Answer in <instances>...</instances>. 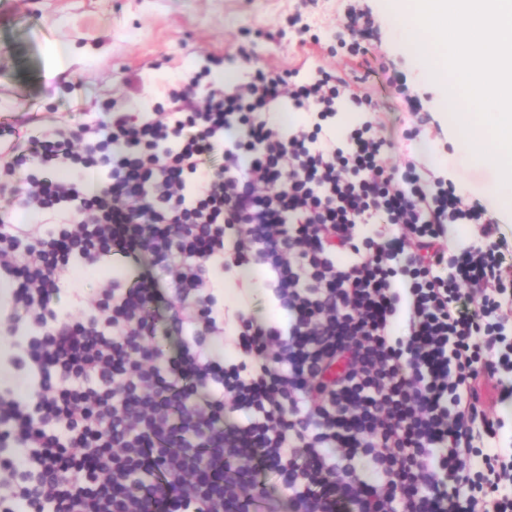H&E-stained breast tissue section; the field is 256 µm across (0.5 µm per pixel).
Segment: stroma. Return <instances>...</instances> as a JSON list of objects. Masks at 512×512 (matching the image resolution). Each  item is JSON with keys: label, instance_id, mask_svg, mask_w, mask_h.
Masks as SVG:
<instances>
[{"label": "stroma", "instance_id": "obj_1", "mask_svg": "<svg viewBox=\"0 0 512 512\" xmlns=\"http://www.w3.org/2000/svg\"><path fill=\"white\" fill-rule=\"evenodd\" d=\"M354 4L365 11L371 32L359 86L375 103L378 136L391 144L387 164L402 165L406 154L430 146L445 155L443 171L457 190L483 202L478 162L461 159L438 111V85L422 79L401 49L380 0H0V124L72 126L95 119L112 101L148 110L190 72L219 73L225 59L240 81L254 63L344 71L350 58L338 33ZM294 16L318 43L300 44ZM242 46L251 62L239 58ZM415 126L420 136L406 139ZM110 269L133 282L145 266L116 255L64 272V283L76 288L63 290L61 306L76 314L89 310L101 271Z\"/></svg>", "mask_w": 512, "mask_h": 512}]
</instances>
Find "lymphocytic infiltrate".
I'll return each mask as SVG.
<instances>
[{
    "label": "lymphocytic infiltrate",
    "instance_id": "1",
    "mask_svg": "<svg viewBox=\"0 0 512 512\" xmlns=\"http://www.w3.org/2000/svg\"><path fill=\"white\" fill-rule=\"evenodd\" d=\"M169 100L0 148V184L25 185L0 211V335L30 391L0 383V512H279L276 480L288 512H512L484 405L512 400L498 223L439 171L388 165L348 74L206 69ZM453 224L478 228L457 255ZM112 255L149 270L109 274L83 318L59 307L62 271ZM244 267L285 319L226 311Z\"/></svg>",
    "mask_w": 512,
    "mask_h": 512
}]
</instances>
